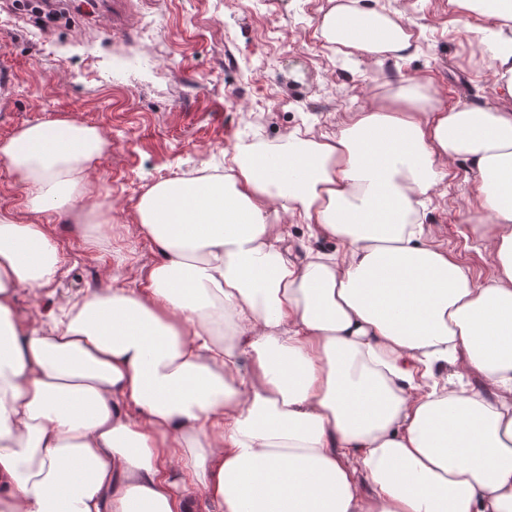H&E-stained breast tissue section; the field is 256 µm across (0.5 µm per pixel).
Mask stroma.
<instances>
[{
  "label": "stroma",
  "instance_id": "stroma-1",
  "mask_svg": "<svg viewBox=\"0 0 512 512\" xmlns=\"http://www.w3.org/2000/svg\"><path fill=\"white\" fill-rule=\"evenodd\" d=\"M64 2L63 17L41 28L0 0V141L60 118L99 127L108 146L88 202L104 204L111 221L32 214L18 178L0 167V209L45 225L63 261L55 282L19 292L25 315L113 278L139 287L159 258L135 220L142 193L200 163L223 166L235 145L276 149L305 127L335 133L374 93L421 75L444 105L495 101L492 71L448 0H362L401 12L417 45L410 57L378 62L324 37L328 0H123L119 24L111 12ZM473 202L468 164L451 165L425 210V231L481 283L493 268L467 231Z\"/></svg>",
  "mask_w": 512,
  "mask_h": 512
}]
</instances>
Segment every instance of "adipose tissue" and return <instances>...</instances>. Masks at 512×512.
Listing matches in <instances>:
<instances>
[{"mask_svg": "<svg viewBox=\"0 0 512 512\" xmlns=\"http://www.w3.org/2000/svg\"><path fill=\"white\" fill-rule=\"evenodd\" d=\"M331 2V42L413 51L402 14ZM448 2L496 104L446 107L417 77L336 133L154 183L141 287L20 314L60 258L0 211V512H512V0ZM105 145L38 122L0 166L29 212L75 214ZM457 162L490 217L482 285L423 240L421 199ZM285 216L340 249L295 256Z\"/></svg>", "mask_w": 512, "mask_h": 512, "instance_id": "1", "label": "adipose tissue"}]
</instances>
